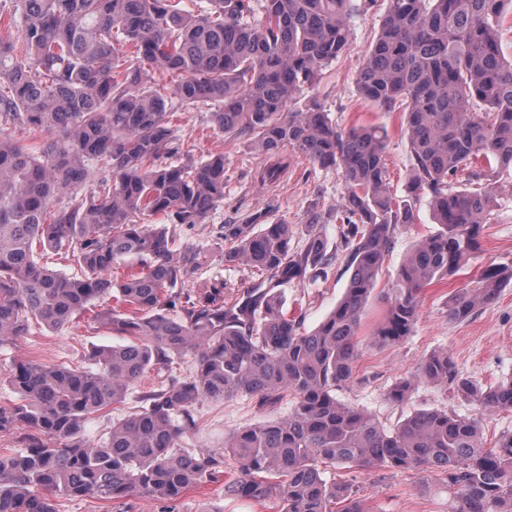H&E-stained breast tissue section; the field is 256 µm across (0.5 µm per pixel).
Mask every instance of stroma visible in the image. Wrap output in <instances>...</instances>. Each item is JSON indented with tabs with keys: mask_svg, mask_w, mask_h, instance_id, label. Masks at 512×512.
I'll return each mask as SVG.
<instances>
[{
	"mask_svg": "<svg viewBox=\"0 0 512 512\" xmlns=\"http://www.w3.org/2000/svg\"><path fill=\"white\" fill-rule=\"evenodd\" d=\"M385 8V0H377L370 9L351 14L352 39L348 49L323 70L311 87L303 90L301 97L318 99L339 131L365 125L384 126L390 190L402 197L406 194L410 147L401 115L380 111L359 95L355 85V77L378 34ZM173 110L183 141V160H200L217 150L224 153L223 205L206 223L179 230L175 241L179 247L188 243L200 248L205 262L203 280L240 289L254 283L249 270L225 265L216 237L221 225L238 223L246 215L280 219L291 226L297 240L305 236L311 216H318L319 235L329 250L339 248L336 210L344 194L339 171L323 170L292 154L281 182L262 184L258 174L269 159L255 151L247 137L214 130L208 111L178 103ZM489 179L496 190L493 222L484 229L480 250L465 269L446 281L426 287L410 336L394 345H378L372 342L371 335L385 314L387 296L397 281L405 256L421 239L438 230L428 197L415 201L412 223L398 225L395 231L394 248L385 260L361 318L353 377L336 393L345 404L369 411L385 428H393L425 409L474 414V406L452 390L427 383L419 384L406 404L395 406L387 402L390 387L413 373L431 353L447 351L462 374L485 387L512 379V282L503 287L493 304L480 309L470 320L454 323L447 316L449 296L469 287L483 270L512 268V174L496 172ZM350 276L347 259H339L328 280L292 282L284 287V306L302 313L304 330L312 331L341 299ZM122 341V336L111 333L86 314L55 330L32 329L16 343L0 347V405L19 399L6 381L10 367L16 362L34 360L84 366L92 346ZM286 411V405L262 406L246 397L221 402L206 400L197 408L199 432L184 439L183 445L198 451H217L223 449L225 436L276 419ZM330 477L357 489L365 512H448V495L437 476L429 472L340 467L331 471ZM55 507L57 512H281L283 504L225 495L223 480H219L196 487L174 502L147 498L80 500L60 496L55 500Z\"/></svg>",
	"mask_w": 512,
	"mask_h": 512,
	"instance_id": "stroma-1",
	"label": "stroma"
}]
</instances>
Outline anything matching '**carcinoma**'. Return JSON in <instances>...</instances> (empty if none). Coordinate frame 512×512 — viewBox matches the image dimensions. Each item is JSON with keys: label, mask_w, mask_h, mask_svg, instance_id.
<instances>
[{"label": "carcinoma", "mask_w": 512, "mask_h": 512, "mask_svg": "<svg viewBox=\"0 0 512 512\" xmlns=\"http://www.w3.org/2000/svg\"><path fill=\"white\" fill-rule=\"evenodd\" d=\"M181 0H0V127L49 135L35 156L25 139L0 132V346L32 325L56 329L106 296L97 314L125 345L94 349L91 366L23 361L9 372L20 403L0 406V432L40 435L0 457V512H55L54 498L175 501L216 479L230 453L238 468L224 494L281 500L285 512H364L351 487L328 481L325 465L436 474L450 512H512V433L484 443L481 414L512 411V380L483 388L433 353L388 391L406 402L417 383L451 388L478 413L422 410L395 429L346 405L364 305L412 203L430 197L440 230L401 265L381 345L408 336L425 287L462 270L479 250L492 197L474 187L477 167L512 169V59L500 27L512 0H387L355 78L364 99L400 112L410 146L407 195L391 193L378 125L343 133L303 87L346 51L353 0H209L195 14ZM177 76L171 85L150 72ZM210 109L221 133L250 137L273 162L260 180L278 182L281 151L342 172L336 209L353 272L344 296L312 332L288 316L281 286L327 279L338 253L308 224L302 245L282 221L223 225L224 264L260 280L244 290L201 282V252L173 249L177 227L205 223L224 202V154L172 162L182 142L169 102ZM168 224H143L149 214ZM77 264L81 276L48 268L38 251ZM139 269L121 280L119 262ZM512 280L497 269L448 300L464 322ZM193 355L192 367L172 371ZM155 365L169 369L140 389L139 406L112 419L101 444L86 420L125 404ZM257 397L287 414L237 431L224 451L181 447L198 430L205 400Z\"/></svg>", "instance_id": "1"}]
</instances>
